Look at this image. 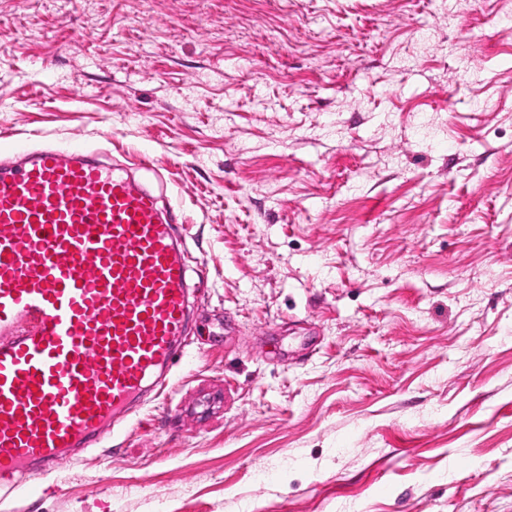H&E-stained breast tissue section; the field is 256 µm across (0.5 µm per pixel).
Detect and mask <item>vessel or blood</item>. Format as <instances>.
I'll return each instance as SVG.
<instances>
[{
	"instance_id": "b4317fda",
	"label": "vessel or blood",
	"mask_w": 512,
	"mask_h": 512,
	"mask_svg": "<svg viewBox=\"0 0 512 512\" xmlns=\"http://www.w3.org/2000/svg\"><path fill=\"white\" fill-rule=\"evenodd\" d=\"M180 222L77 141L0 166V485L99 445L171 363Z\"/></svg>"
}]
</instances>
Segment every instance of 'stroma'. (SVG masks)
Here are the masks:
<instances>
[{"label": "stroma", "mask_w": 512, "mask_h": 512, "mask_svg": "<svg viewBox=\"0 0 512 512\" xmlns=\"http://www.w3.org/2000/svg\"><path fill=\"white\" fill-rule=\"evenodd\" d=\"M180 205L185 351L0 512H512V0H0V162Z\"/></svg>", "instance_id": "stroma-1"}]
</instances>
